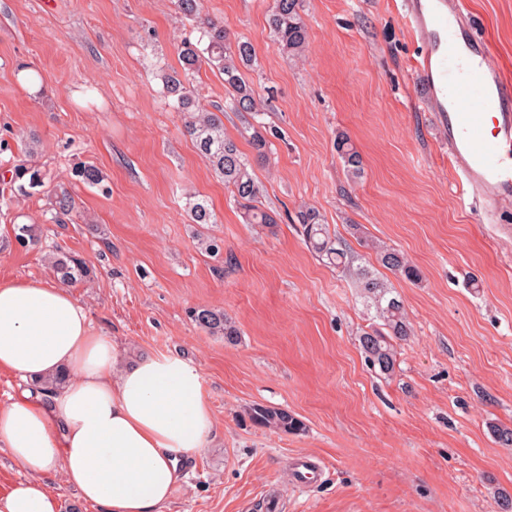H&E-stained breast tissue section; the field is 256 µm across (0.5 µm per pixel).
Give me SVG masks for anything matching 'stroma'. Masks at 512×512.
<instances>
[{"mask_svg":"<svg viewBox=\"0 0 512 512\" xmlns=\"http://www.w3.org/2000/svg\"><path fill=\"white\" fill-rule=\"evenodd\" d=\"M201 3L254 47L258 113L228 111L208 68L193 88L245 154L244 127L265 126L268 158L252 169L276 227L244 223L161 95L153 62L178 67L177 45L198 37L175 0H0V280L50 279L49 253L75 255L94 276L69 290L123 360L173 355L199 370L214 429L169 512H266L271 492L281 512H497L512 497V447L490 431L512 428V203L488 224L461 201L448 135L420 104L401 0H302L310 38L294 61L270 31L273 0ZM464 14L512 71V0H464ZM341 132L359 178L336 152ZM21 159L73 198L72 223H51L45 193L11 191ZM81 164L101 186L76 180ZM194 195L216 223H191ZM309 207L356 263L376 265L374 241L421 272H381L410 326L391 374L360 347L373 308L305 242L296 215ZM19 224L38 225V246L16 243ZM197 307L223 310L237 342L199 329ZM256 405L303 431L256 426ZM301 455L321 468L304 488ZM335 145L337 154L344 162L348 177L358 178L362 173V161L350 139L343 133L338 134Z\"/></svg>","mask_w":512,"mask_h":512,"instance_id":"1","label":"stroma"}]
</instances>
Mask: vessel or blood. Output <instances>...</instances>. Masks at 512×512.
<instances>
[{
	"label": "vessel or blood",
	"instance_id": "1",
	"mask_svg": "<svg viewBox=\"0 0 512 512\" xmlns=\"http://www.w3.org/2000/svg\"><path fill=\"white\" fill-rule=\"evenodd\" d=\"M419 50L423 99L448 129V164L460 195L478 199L487 223L512 201V74L477 40L460 0H402Z\"/></svg>",
	"mask_w": 512,
	"mask_h": 512
}]
</instances>
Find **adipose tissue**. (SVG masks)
<instances>
[{"label": "adipose tissue", "instance_id": "adipose-tissue-1", "mask_svg": "<svg viewBox=\"0 0 512 512\" xmlns=\"http://www.w3.org/2000/svg\"><path fill=\"white\" fill-rule=\"evenodd\" d=\"M20 383L0 404V447L27 473L0 512H59L49 476L106 512H166L181 459L205 448L213 417L190 363H123L59 279L0 281V372ZM63 374L53 393L44 379Z\"/></svg>", "mask_w": 512, "mask_h": 512}]
</instances>
